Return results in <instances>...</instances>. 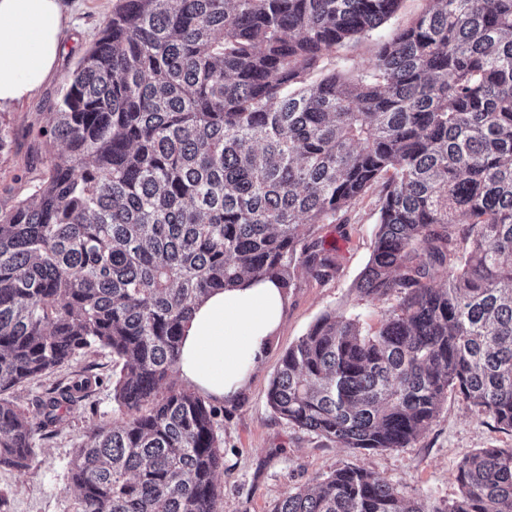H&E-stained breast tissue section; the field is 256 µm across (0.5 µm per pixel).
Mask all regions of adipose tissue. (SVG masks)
<instances>
[{"mask_svg": "<svg viewBox=\"0 0 512 512\" xmlns=\"http://www.w3.org/2000/svg\"><path fill=\"white\" fill-rule=\"evenodd\" d=\"M63 0H0V111L36 95L64 53ZM285 305L276 281L244 280L196 305L184 328L180 377L201 394L238 400L264 361Z\"/></svg>", "mask_w": 512, "mask_h": 512, "instance_id": "adipose-tissue-1", "label": "adipose tissue"}]
</instances>
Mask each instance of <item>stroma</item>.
Returning a JSON list of instances; mask_svg holds the SVG:
<instances>
[{"label":"stroma","instance_id":"stroma-1","mask_svg":"<svg viewBox=\"0 0 512 512\" xmlns=\"http://www.w3.org/2000/svg\"><path fill=\"white\" fill-rule=\"evenodd\" d=\"M116 0H65L72 26L68 48L54 76L31 99L0 112V130L10 144L0 150V208L11 207L33 192L43 171L35 134L46 125L61 95L64 78L95 43ZM428 6L427 0H402L398 11L370 37L339 49L327 68H367L376 42L408 25ZM378 194L370 192L346 214L345 228L323 225L320 233L337 246L339 270L326 281L305 268L296 272V286L287 296L282 324L263 365L253 374L241 398L217 402L215 431L224 455L217 476V512H271L288 489L309 486L322 475L347 463L384 480L406 497L444 506L459 498L456 469L461 459L479 448H512V431L498 429L456 392H449L438 416L417 440L403 448L355 451L342 448L278 418L266 392L282 354L325 313L358 317L364 331L376 330L396 304V298L361 297L356 282L372 253L377 224ZM116 360L110 350L95 347L53 373L20 384L10 392L22 409L32 412L49 389L85 375L95 376L88 396L64 416L52 435L36 437L28 469L0 468V512H76L77 493L68 472L78 448L101 426L120 419L113 399Z\"/></svg>","mask_w":512,"mask_h":512}]
</instances>
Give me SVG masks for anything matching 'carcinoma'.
<instances>
[{
	"label": "carcinoma",
	"instance_id": "cac0c4a2",
	"mask_svg": "<svg viewBox=\"0 0 512 512\" xmlns=\"http://www.w3.org/2000/svg\"><path fill=\"white\" fill-rule=\"evenodd\" d=\"M428 2L336 71L401 0H117L40 132L39 183L0 209V467L27 468L90 381L34 415L8 393L105 347L124 417L72 461L78 512H217L218 411L178 385L184 323L245 276L332 277L320 225L378 184L356 288L398 306L367 334L319 318L268 405L359 451L416 440L450 389L512 431V0ZM456 480L430 507L346 464L273 512H512V451L467 454ZM428 6L426 0H402L398 11L370 37L348 47L341 48L325 60L326 68L336 70L356 67L366 69L372 59L376 42L381 37H387L394 31L408 25Z\"/></svg>",
	"mask_w": 512,
	"mask_h": 512
}]
</instances>
